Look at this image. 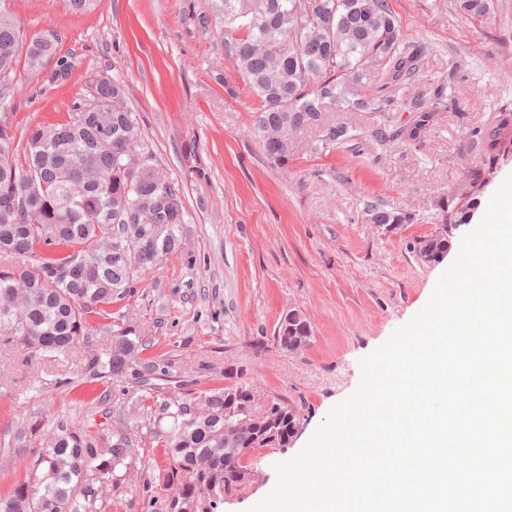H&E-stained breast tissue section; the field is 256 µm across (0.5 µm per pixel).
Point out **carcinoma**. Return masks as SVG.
Masks as SVG:
<instances>
[{
    "label": "carcinoma",
    "instance_id": "obj_1",
    "mask_svg": "<svg viewBox=\"0 0 512 512\" xmlns=\"http://www.w3.org/2000/svg\"><path fill=\"white\" fill-rule=\"evenodd\" d=\"M457 9L482 22L494 0H457ZM218 11L224 47L261 102L255 126L262 148L282 167L292 160L294 141L312 129L320 132L316 150L345 139L346 127L326 122L324 101L381 112L394 103L383 91L418 72L423 48L410 46L388 0H220ZM22 47L32 70L55 52L52 40L25 37L0 12V80ZM371 75L381 96L367 100L360 91ZM410 108L418 118L407 138L417 141L434 109L419 100ZM511 126L512 115L501 112L474 136L494 151ZM480 189L472 179L460 205H440L443 223H468ZM365 214L372 224L413 222L374 204ZM185 224L180 189L157 171L124 88L109 78L92 80L89 97L63 121L36 123L21 141L0 130V341L32 357L58 356L77 342L92 344L100 332L98 348L84 359L86 382L142 391L133 424L95 428L56 419L27 458V478L0 494V512H105V492L116 470L137 457L134 436L144 427L164 449L161 512H220L231 486L250 481L248 455L293 440L298 409L281 402L257 407L238 371L224 373L234 380L230 386L163 395L157 382L176 368L171 356L144 357L146 342L132 324H91L90 314L136 291L142 272L182 252ZM451 244L452 237L433 234L413 250L436 261ZM57 269L69 275L61 279ZM312 336L306 316L285 314L273 341L297 353ZM244 410L250 427L224 433Z\"/></svg>",
    "mask_w": 512,
    "mask_h": 512
}]
</instances>
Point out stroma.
Here are the masks:
<instances>
[{
    "instance_id": "obj_1",
    "label": "stroma",
    "mask_w": 512,
    "mask_h": 512,
    "mask_svg": "<svg viewBox=\"0 0 512 512\" xmlns=\"http://www.w3.org/2000/svg\"><path fill=\"white\" fill-rule=\"evenodd\" d=\"M407 40L423 46L415 77L401 85L384 116L333 107L326 117L348 126L334 149L315 150L310 130L287 167L262 150L254 127L260 101L224 52L216 0H94L74 13L67 0H0L26 35L54 41L39 71L18 61L0 82V118L23 136L37 122L67 119L90 81L120 83L128 107L164 176L179 186L186 209L181 255L142 275L134 296L113 301L93 325L130 321L149 355H171L180 381L213 386L225 366L238 368L261 402L285 401L302 414L290 446L264 448L249 461L260 478L226 501L222 512H247L274 486V464L296 455L329 410L360 381L359 361L406 324L455 260L425 263L413 245L438 232L437 200L468 178L484 186L474 221L512 174V144L489 155L474 127L512 112V0H496L478 25L456 0H389ZM66 79H58L60 68ZM437 103L419 141L378 142L371 129L411 124V100ZM373 203L412 216L388 233L366 220ZM301 311L313 327L299 353L277 347L283 314ZM83 346L67 355L29 359L0 345V445L11 446L37 420L118 423L135 396L123 386L83 382ZM70 387H58L60 379ZM162 448L140 446L109 512H145L142 489L157 480Z\"/></svg>"
}]
</instances>
